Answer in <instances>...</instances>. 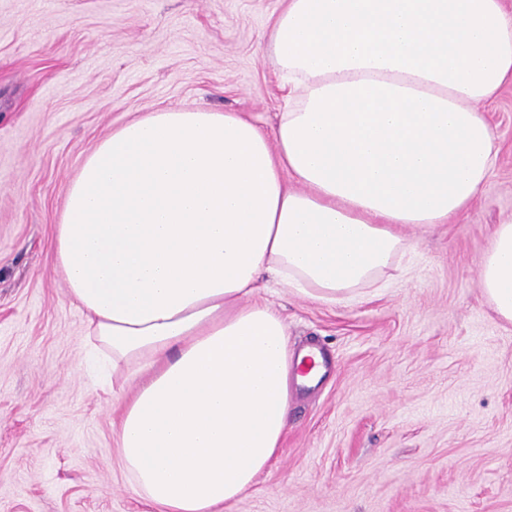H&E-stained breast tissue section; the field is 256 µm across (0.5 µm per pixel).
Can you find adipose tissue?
Masks as SVG:
<instances>
[{"mask_svg":"<svg viewBox=\"0 0 512 512\" xmlns=\"http://www.w3.org/2000/svg\"><path fill=\"white\" fill-rule=\"evenodd\" d=\"M286 108L164 109L101 138L70 183L55 268L113 372L114 435L160 512H229L280 449L288 325L263 277L325 304L377 283L467 212L498 157L483 113L512 83L503 0H288L264 36ZM479 286L512 322V216Z\"/></svg>","mask_w":512,"mask_h":512,"instance_id":"obj_1","label":"adipose tissue"}]
</instances>
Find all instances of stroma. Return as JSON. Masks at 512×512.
<instances>
[{
	"mask_svg": "<svg viewBox=\"0 0 512 512\" xmlns=\"http://www.w3.org/2000/svg\"><path fill=\"white\" fill-rule=\"evenodd\" d=\"M285 0H0V512H155L135 492L53 238L83 160L161 109L281 105L261 37ZM485 115L499 156L464 215L392 277L329 305L259 298L328 373L296 390L281 448L231 512H512V324L479 288L512 215V85Z\"/></svg>",
	"mask_w": 512,
	"mask_h": 512,
	"instance_id": "obj_1",
	"label": "stroma"
}]
</instances>
